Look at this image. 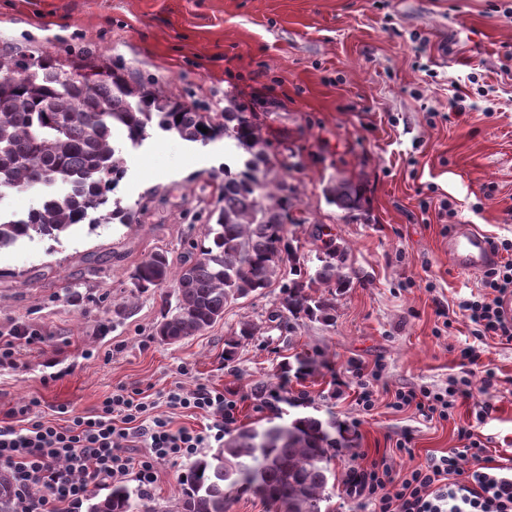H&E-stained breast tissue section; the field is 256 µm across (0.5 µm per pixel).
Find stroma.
<instances>
[{
	"mask_svg": "<svg viewBox=\"0 0 512 512\" xmlns=\"http://www.w3.org/2000/svg\"><path fill=\"white\" fill-rule=\"evenodd\" d=\"M512 0H0V52L91 61L175 94L202 112L226 103L259 116L273 149H289L296 198L288 236L314 257L317 229L347 248L350 290L330 322L273 329L279 284L228 303L201 335L160 341L155 328L172 288L137 292L132 274L157 252L180 262L219 205L213 148L153 133L133 150L117 195L136 221L82 224L60 241L34 238L0 251V335L39 330L15 367L0 368V421L39 400L93 412L121 386H136L174 427L204 420L168 410L167 392L204 384L236 403L235 426L294 414L336 417L356 445L337 454L333 512H369L344 482L365 458L408 468L460 447L458 427L479 407L477 433L512 451V343L478 336L459 310L481 293L482 273H459L448 240L465 225L492 246L512 240ZM474 111L448 117L453 94ZM493 107L485 115L484 107ZM343 176L361 183L369 209L350 215L325 190ZM455 209L442 215L441 204ZM251 320L260 334L224 357V342ZM472 348L477 364L463 365ZM318 350L311 377L283 380L279 365ZM492 386L482 387L485 368ZM470 375V399L450 419L395 408L397 391L444 390ZM372 409L358 403L363 381ZM408 442L410 453L397 446ZM188 459L163 462L146 505L169 512Z\"/></svg>",
	"mask_w": 512,
	"mask_h": 512,
	"instance_id": "obj_1",
	"label": "stroma"
}]
</instances>
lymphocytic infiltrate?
I'll return each mask as SVG.
<instances>
[{"label":"lymphocytic infiltrate","instance_id":"f902f5d3","mask_svg":"<svg viewBox=\"0 0 512 512\" xmlns=\"http://www.w3.org/2000/svg\"><path fill=\"white\" fill-rule=\"evenodd\" d=\"M484 285L486 294L463 300L459 308L477 335L511 343L512 319L502 301L512 295V260L490 269ZM472 389L464 376L441 393L397 392L395 405L446 420L456 395H471ZM166 404L205 417L204 430L173 428L137 387H119L93 413L72 414L61 423L47 418L35 399L12 407L0 425V469L12 477L16 512H82L94 488L131 477L141 493H150L161 462L188 459L210 442H223L236 408L223 390L205 385L170 391ZM458 436L462 449L406 470L388 457L373 459L350 472L347 495L371 512H512V468L493 464L473 426L460 427Z\"/></svg>","mask_w":512,"mask_h":512}]
</instances>
